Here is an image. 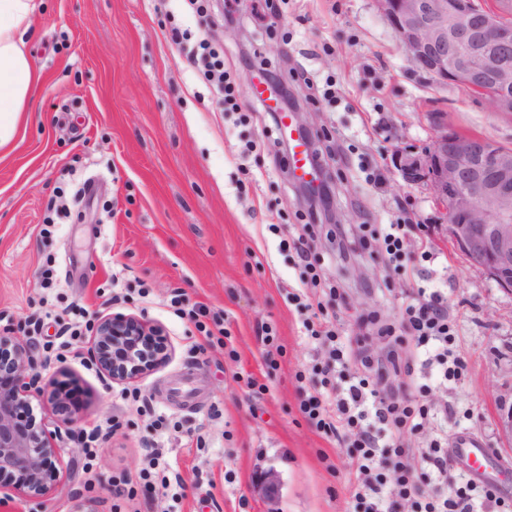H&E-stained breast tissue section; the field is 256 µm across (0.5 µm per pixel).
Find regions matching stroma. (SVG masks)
I'll return each instance as SVG.
<instances>
[{"label":"stroma","instance_id":"35a3bbf8","mask_svg":"<svg viewBox=\"0 0 512 512\" xmlns=\"http://www.w3.org/2000/svg\"><path fill=\"white\" fill-rule=\"evenodd\" d=\"M236 21L193 14L179 0H44L27 48L42 87L13 141L0 149V335L17 337L34 363L36 420L59 428L63 481L42 500L0 512H268L255 486L274 471L278 512H363L351 498L349 447L299 410L302 391L321 390L313 365L328 347L307 336L297 296L320 299L342 339L366 337L369 354L395 350L410 366L387 372L379 389L428 396L435 411L411 448L435 431L448 439V470L496 488L512 501V448L499 438V399L512 388V296L476 274L448 241L445 216L425 184L405 183L397 152H420L444 113L449 129L512 148V116L459 85L414 73L373 0H237ZM209 31L224 49L237 110L223 111L188 66L171 28ZM279 71L301 103L321 161L336 183L339 227L422 225L393 262L376 239L348 264L318 233L322 290L306 291L303 264L288 243L318 223L288 174L271 109L258 99L244 46ZM434 256L424 260L425 246ZM52 269L56 284L44 287ZM121 272L113 284V272ZM337 295H329V287ZM445 297L461 376L439 386L396 331L419 289ZM184 293L224 321L205 338L171 300ZM81 334L60 346L57 313ZM133 315L164 328L169 360L121 385L92 364L93 327ZM43 320L29 336L26 320ZM275 329L284 354L267 371L261 325ZM237 358H230L229 349ZM267 385L261 396L246 377ZM75 392L76 424L58 426L49 400ZM140 400H123L122 389ZM110 435L88 442L97 425ZM477 438L486 467L471 474L456 447ZM164 445L166 465L142 481L144 444ZM127 476L133 497L112 494Z\"/></svg>","mask_w":512,"mask_h":512}]
</instances>
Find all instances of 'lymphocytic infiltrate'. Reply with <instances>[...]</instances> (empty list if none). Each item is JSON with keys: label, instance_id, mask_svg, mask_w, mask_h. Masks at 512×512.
Instances as JSON below:
<instances>
[{"label": "lymphocytic infiltrate", "instance_id": "f902f5d3", "mask_svg": "<svg viewBox=\"0 0 512 512\" xmlns=\"http://www.w3.org/2000/svg\"><path fill=\"white\" fill-rule=\"evenodd\" d=\"M303 326L311 338L330 344L327 361L315 365L322 384L335 385L337 366L359 364L365 371L398 367L395 356L386 361H374L365 350L351 351L337 347V333L316 327L312 320ZM416 346L434 345L435 352L428 364L437 367L442 378L458 377L463 363L452 349L454 324L438 292H430L419 305H406L401 313L400 326ZM299 410L307 421L324 436L331 437L339 430H356L353 443L356 459L348 482L352 494L364 504L365 512H390L393 498L411 503V512H512V505L497 497L491 486L476 487L470 482L457 481L448 495L426 491L421 477L444 483L448 480V450L440 439L417 449L404 447L401 437L406 432L421 431L430 413L423 400L410 399L397 392H380L366 376L353 378L335 400L321 393L302 394ZM377 423L389 432L390 442L379 446L367 425ZM389 458L395 472L394 485H387L379 468L382 458Z\"/></svg>", "mask_w": 512, "mask_h": 512}]
</instances>
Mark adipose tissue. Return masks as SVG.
<instances>
[{
  "instance_id": "1",
  "label": "adipose tissue",
  "mask_w": 512,
  "mask_h": 512,
  "mask_svg": "<svg viewBox=\"0 0 512 512\" xmlns=\"http://www.w3.org/2000/svg\"><path fill=\"white\" fill-rule=\"evenodd\" d=\"M35 0H0V148L15 137L20 121L41 84V74L26 50Z\"/></svg>"
}]
</instances>
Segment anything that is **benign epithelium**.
<instances>
[{
  "label": "benign epithelium",
  "mask_w": 512,
  "mask_h": 512,
  "mask_svg": "<svg viewBox=\"0 0 512 512\" xmlns=\"http://www.w3.org/2000/svg\"><path fill=\"white\" fill-rule=\"evenodd\" d=\"M412 68L440 86L460 85L512 115V23L475 0H374ZM421 154L400 155L408 183L424 182L446 216L448 240L479 275L512 296V149L484 137L462 136L441 116ZM93 355L112 381L134 380L164 365L169 347L160 326L132 315L97 321ZM33 362L26 346L0 336V473L9 475V495L40 499L61 484L60 449L43 424L18 419L29 400ZM62 423L77 421L64 394L51 395ZM499 433L512 446V404L500 403ZM270 502L279 497L273 472L259 483Z\"/></svg>",
  "instance_id": "obj_1"
}]
</instances>
